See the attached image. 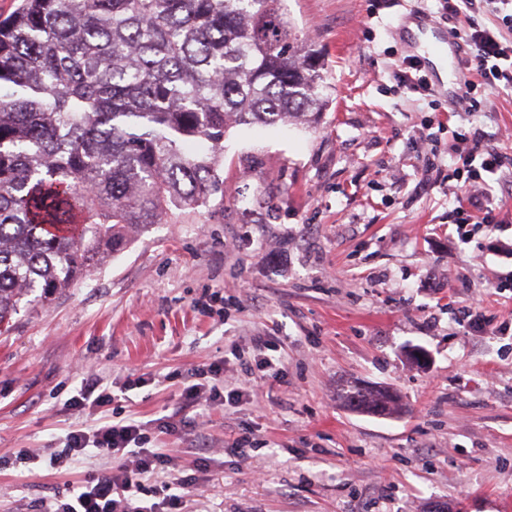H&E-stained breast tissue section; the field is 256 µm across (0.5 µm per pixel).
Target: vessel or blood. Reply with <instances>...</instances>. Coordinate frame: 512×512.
I'll return each mask as SVG.
<instances>
[{
    "mask_svg": "<svg viewBox=\"0 0 512 512\" xmlns=\"http://www.w3.org/2000/svg\"><path fill=\"white\" fill-rule=\"evenodd\" d=\"M409 52L429 76V87L436 94L444 96L449 106L459 102L456 89L445 86L439 76L441 69H451L455 76L465 71L466 45L456 29L425 14L405 17L397 30Z\"/></svg>",
    "mask_w": 512,
    "mask_h": 512,
    "instance_id": "1",
    "label": "vessel or blood"
}]
</instances>
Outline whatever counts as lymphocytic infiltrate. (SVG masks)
Segmentation results:
<instances>
[{"label":"lymphocytic infiltrate","mask_w":512,"mask_h":512,"mask_svg":"<svg viewBox=\"0 0 512 512\" xmlns=\"http://www.w3.org/2000/svg\"><path fill=\"white\" fill-rule=\"evenodd\" d=\"M484 6L496 14L498 21L494 25L479 22L477 15ZM450 10L458 17L462 35L470 47L466 68L477 75L476 81L466 82L461 101L466 111L482 112L487 108L486 90L512 88V41L507 38L512 32V0H457ZM468 141L469 147L461 160L471 193L462 208L467 212L466 223L479 227L496 221L488 202L491 190L487 178L512 169V158L486 150L480 132L470 134ZM224 371L223 365H210L208 387L197 384L184 387L183 407L194 406L205 396L224 401L228 406L248 399L250 390L227 383ZM147 442L145 424L130 418L103 422L89 432L80 428L70 431L61 452L63 459H72L86 448L94 447L117 459L118 464L88 476L72 489L69 498L45 505L44 512H174L182 504L183 493L193 479L176 467L169 454L148 447ZM161 473L166 476L161 485V501L142 503V496L149 493V481Z\"/></svg>","instance_id":"lymphocytic-infiltrate-1"}]
</instances>
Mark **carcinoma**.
I'll return each instance as SVG.
<instances>
[{
	"label": "carcinoma",
	"mask_w": 512,
	"mask_h": 512,
	"mask_svg": "<svg viewBox=\"0 0 512 512\" xmlns=\"http://www.w3.org/2000/svg\"><path fill=\"white\" fill-rule=\"evenodd\" d=\"M285 2L22 0L0 19V324L138 230L224 201L230 128L318 121L325 63Z\"/></svg>",
	"instance_id": "1"
}]
</instances>
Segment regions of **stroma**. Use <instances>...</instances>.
I'll return each mask as SVG.
<instances>
[{
    "label": "stroma",
    "mask_w": 512,
    "mask_h": 512,
    "mask_svg": "<svg viewBox=\"0 0 512 512\" xmlns=\"http://www.w3.org/2000/svg\"><path fill=\"white\" fill-rule=\"evenodd\" d=\"M443 5L287 0L333 87L318 123L231 129L219 208L151 225L0 325V512H43L111 465L50 454L116 413L184 420L150 442L201 478L182 512H512V174L492 185L497 225L468 233L453 176L473 129L512 154V91L471 114L398 87L401 16ZM473 306L486 329L463 322ZM257 335L276 363L249 401L181 409L211 363L249 379ZM89 371L115 401L77 417L65 402ZM365 385L400 410L348 407Z\"/></svg>",
    "instance_id": "obj_1"
}]
</instances>
